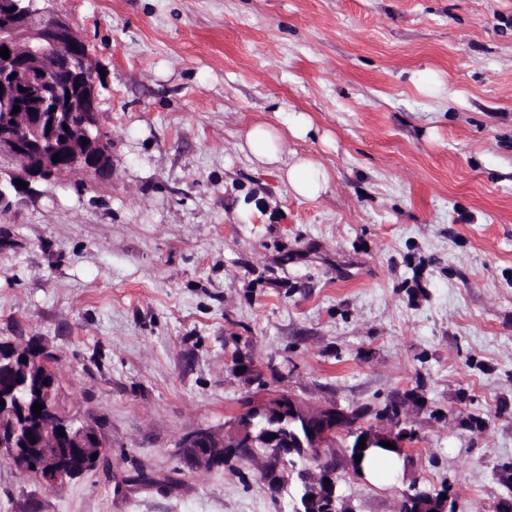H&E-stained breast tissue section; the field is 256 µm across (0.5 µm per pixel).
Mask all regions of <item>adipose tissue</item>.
Here are the masks:
<instances>
[{
	"label": "adipose tissue",
	"instance_id": "1",
	"mask_svg": "<svg viewBox=\"0 0 512 512\" xmlns=\"http://www.w3.org/2000/svg\"><path fill=\"white\" fill-rule=\"evenodd\" d=\"M311 120L305 113L293 114L285 129L257 124L246 131L239 143L240 152L261 166L277 170L279 178L298 196L313 198L325 191L328 177L311 159L294 155L284 157L287 136L304 137L311 130Z\"/></svg>",
	"mask_w": 512,
	"mask_h": 512
}]
</instances>
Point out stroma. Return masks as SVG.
Segmentation results:
<instances>
[{
    "instance_id": "stroma-1",
    "label": "stroma",
    "mask_w": 512,
    "mask_h": 512,
    "mask_svg": "<svg viewBox=\"0 0 512 512\" xmlns=\"http://www.w3.org/2000/svg\"><path fill=\"white\" fill-rule=\"evenodd\" d=\"M36 5L105 71L112 175L0 202V343L41 344L107 450L61 485L0 460V512H289L251 461L183 446L282 393L364 427L406 398L394 473L338 472L354 512L414 478L512 512V0ZM291 112L315 198L238 150Z\"/></svg>"
}]
</instances>
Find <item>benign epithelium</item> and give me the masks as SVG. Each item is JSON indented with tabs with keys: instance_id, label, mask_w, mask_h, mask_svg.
<instances>
[{
	"instance_id": "benign-epithelium-1",
	"label": "benign epithelium",
	"mask_w": 512,
	"mask_h": 512,
	"mask_svg": "<svg viewBox=\"0 0 512 512\" xmlns=\"http://www.w3.org/2000/svg\"><path fill=\"white\" fill-rule=\"evenodd\" d=\"M0 0V181L5 179L18 194L32 192L34 183H56L74 172L107 178L112 175V148L98 120V84L102 75L85 39L66 18L51 13L6 10ZM64 70L74 86L70 99L61 97L56 74ZM20 112L14 114V106ZM61 161H53V156ZM25 185L19 187L16 181ZM35 381L42 404L15 401L18 388ZM0 459L22 474H33L49 484L65 480L72 460L85 469L96 465L106 445L94 426L77 424L62 409L59 384L49 356H32L18 349L0 348ZM255 412L240 418L233 433L199 431L184 442L199 463L213 464L226 449L248 453L272 449V468L290 467L298 448H333L336 425L314 426L319 409L304 405L292 395L263 397ZM407 431L399 427L362 428L355 439L363 448L381 447L388 441L403 448ZM315 486L303 483L292 498V512H316L322 497L336 500V465H320Z\"/></svg>"
}]
</instances>
